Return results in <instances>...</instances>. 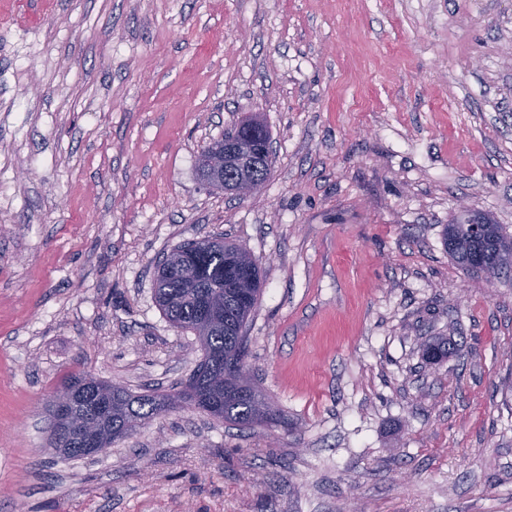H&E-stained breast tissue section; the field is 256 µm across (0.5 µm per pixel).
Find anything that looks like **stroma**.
<instances>
[{
	"mask_svg": "<svg viewBox=\"0 0 512 512\" xmlns=\"http://www.w3.org/2000/svg\"><path fill=\"white\" fill-rule=\"evenodd\" d=\"M250 117L272 167L240 197L197 156ZM465 209L512 236V0H0V512H512V274L449 255ZM203 237L261 270L277 419L56 455L69 375H192L155 277Z\"/></svg>",
	"mask_w": 512,
	"mask_h": 512,
	"instance_id": "1",
	"label": "stroma"
}]
</instances>
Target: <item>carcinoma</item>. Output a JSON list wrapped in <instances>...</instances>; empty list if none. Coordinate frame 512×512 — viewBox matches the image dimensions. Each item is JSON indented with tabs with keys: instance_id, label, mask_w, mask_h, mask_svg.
<instances>
[{
	"instance_id": "carcinoma-1",
	"label": "carcinoma",
	"mask_w": 512,
	"mask_h": 512,
	"mask_svg": "<svg viewBox=\"0 0 512 512\" xmlns=\"http://www.w3.org/2000/svg\"><path fill=\"white\" fill-rule=\"evenodd\" d=\"M465 214L445 225L444 243L461 265L480 250L485 254L483 274L497 277L512 268V238L498 224H487L484 240L473 239ZM262 292L257 263L242 245L219 240H192L171 251L157 271L156 302L177 329L198 336L202 372L198 386L220 405L208 415L242 425L276 419V409L255 390L247 377V350L243 330L255 311ZM62 388L73 395L74 415L98 421L112 444L146 424L153 417L180 407L182 396L136 394L112 383L85 375H73ZM51 447L65 457H74L80 447L78 431L64 423H53Z\"/></svg>"
}]
</instances>
